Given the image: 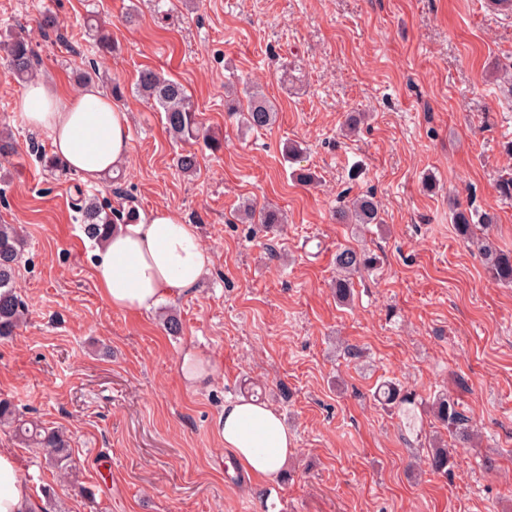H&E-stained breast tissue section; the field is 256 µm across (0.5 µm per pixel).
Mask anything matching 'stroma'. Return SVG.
Here are the masks:
<instances>
[{
  "mask_svg": "<svg viewBox=\"0 0 512 512\" xmlns=\"http://www.w3.org/2000/svg\"><path fill=\"white\" fill-rule=\"evenodd\" d=\"M58 29L41 31L43 11ZM108 29L100 56L84 28ZM29 35L38 79L124 89L129 152L119 180L51 172L47 132L27 124L24 92L0 54V224L20 225L16 272L28 312L0 340V399L57 428L72 481L0 426L48 512H512V283L488 275L454 214L512 253V19L482 0H0V35ZM178 80L220 151L175 141L133 92L139 70ZM258 86L276 110L248 130L226 112L227 87ZM364 113L354 134L349 113ZM301 145L294 159L286 143ZM194 152V175L180 154ZM313 172L305 185L297 170ZM195 225L212 265L202 284L144 312L101 297L78 193ZM373 194L382 224H339L336 206ZM281 209L274 229L243 222L242 202ZM375 259L333 293L337 249ZM182 323L163 328L164 315ZM216 374L188 387L185 352ZM385 381L412 397L408 423L373 394ZM457 401L478 431L447 474L424 458L446 436L429 405ZM269 404L294 437L283 472L238 469L215 429L225 403Z\"/></svg>",
  "mask_w": 512,
  "mask_h": 512,
  "instance_id": "stroma-1",
  "label": "stroma"
}]
</instances>
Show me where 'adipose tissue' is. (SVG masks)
Here are the masks:
<instances>
[{
	"label": "adipose tissue",
	"instance_id": "1",
	"mask_svg": "<svg viewBox=\"0 0 512 512\" xmlns=\"http://www.w3.org/2000/svg\"><path fill=\"white\" fill-rule=\"evenodd\" d=\"M26 122L48 131L66 168L97 183L119 170L129 151V118L109 94L90 84L79 94L63 86L30 82L18 103ZM94 279L112 308L140 312L195 288L212 257L194 225L169 208L121 224L94 253ZM218 433L239 468L253 477L278 475L293 436L269 406L250 398L226 404ZM0 512H39L26 472L13 450L0 448Z\"/></svg>",
	"mask_w": 512,
	"mask_h": 512
}]
</instances>
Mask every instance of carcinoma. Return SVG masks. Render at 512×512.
<instances>
[{
    "instance_id": "carcinoma-1",
    "label": "carcinoma",
    "mask_w": 512,
    "mask_h": 512,
    "mask_svg": "<svg viewBox=\"0 0 512 512\" xmlns=\"http://www.w3.org/2000/svg\"><path fill=\"white\" fill-rule=\"evenodd\" d=\"M5 53L9 69L21 82H29L34 76L32 68V48L26 36L21 32L12 33L0 43ZM135 91L151 105L164 113L165 127L177 141L188 142L202 136L197 113L184 86L165 77L162 73L145 68L139 71ZM246 108H240V102L228 105L232 113L243 112L247 128L264 130L273 125L276 112L272 103L262 94L245 91ZM81 223L86 233L102 238L114 225V221L134 223L139 220L132 207L127 211H112L103 207L95 199L80 195L75 203ZM258 215L260 224H280L282 214L273 209H265L257 214L253 208L244 212L245 217ZM336 222L339 224H379L381 217L374 196L363 194L336 208ZM25 249V240L13 224H0V338L13 335L23 324L25 303L14 286L16 268ZM482 255L486 271L496 281L512 283V255L482 245ZM373 265L371 257L352 248L345 247L336 252V277L333 288L338 302L350 301L352 276L365 267ZM384 404L401 409L411 403V399L400 393L395 384L384 386L380 393ZM434 417L448 430L454 442L464 447L471 442L473 426L470 419L459 409L458 403L448 395H438L430 404ZM0 426L13 429L15 436L29 447L42 448L49 465L68 471L71 467V445L69 439L60 431L48 429L33 420H27L16 413L14 406L7 400H0ZM450 451L448 446L433 443L428 453L427 464L438 474L448 472Z\"/></svg>"
}]
</instances>
